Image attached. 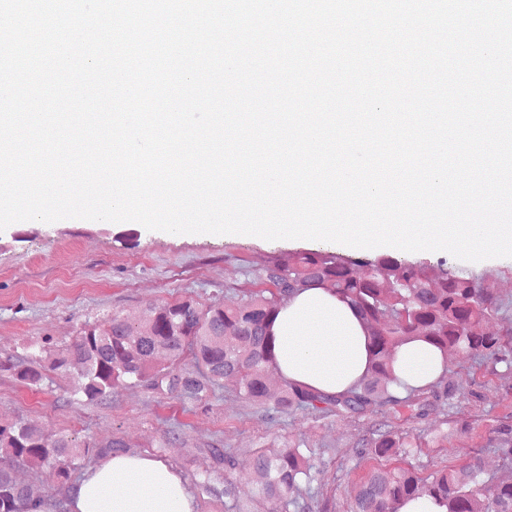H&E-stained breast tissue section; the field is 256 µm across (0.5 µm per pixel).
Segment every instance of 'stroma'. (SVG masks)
<instances>
[{
	"instance_id": "35a3bbf8",
	"label": "stroma",
	"mask_w": 512,
	"mask_h": 512,
	"mask_svg": "<svg viewBox=\"0 0 512 512\" xmlns=\"http://www.w3.org/2000/svg\"><path fill=\"white\" fill-rule=\"evenodd\" d=\"M325 247L348 256L361 254L359 248L336 242L175 234L135 221L12 223L0 230V359L25 355L29 346L46 337L55 346L67 345L89 318L114 312L136 317L149 307L186 296L204 306L231 303L252 287L255 270L268 259L285 261L297 251ZM404 257L479 277L483 288L502 301L484 333L512 330V257L471 262L446 251H408ZM448 364L459 386L452 404L439 407L426 421L392 422L393 430L420 442L410 462L426 476L478 455L485 477H512V470L485 446L491 420L512 414V374L490 372L479 360L463 355L449 356ZM73 391V382L60 375L35 391L0 373V420L22 417L51 434L96 441L121 437L134 453L163 460L186 482L211 465L204 445L233 452L244 469L254 452L270 444L301 441L320 460L314 512H346L352 484L371 466L357 455L359 439L374 423L370 416L351 420L298 412L269 418L239 399L229 381L204 410L142 388L118 389L102 407L77 400ZM442 423L448 431L446 447H427ZM174 430L180 431L181 441L167 444Z\"/></svg>"
}]
</instances>
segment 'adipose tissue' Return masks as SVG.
I'll use <instances>...</instances> for the list:
<instances>
[{"instance_id":"1","label":"adipose tissue","mask_w":512,"mask_h":512,"mask_svg":"<svg viewBox=\"0 0 512 512\" xmlns=\"http://www.w3.org/2000/svg\"><path fill=\"white\" fill-rule=\"evenodd\" d=\"M277 369L286 379L333 394L365 374L368 339L349 304L312 287L292 297L275 322ZM397 366L409 384L420 386L441 370L433 347L403 346ZM70 512H195L181 478L162 461L118 455L104 459L79 480Z\"/></svg>"}]
</instances>
